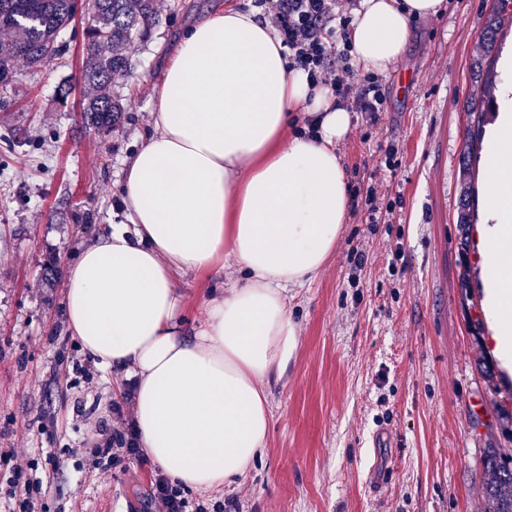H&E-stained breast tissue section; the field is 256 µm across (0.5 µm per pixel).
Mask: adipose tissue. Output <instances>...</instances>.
<instances>
[{
    "instance_id": "1",
    "label": "adipose tissue",
    "mask_w": 512,
    "mask_h": 512,
    "mask_svg": "<svg viewBox=\"0 0 512 512\" xmlns=\"http://www.w3.org/2000/svg\"><path fill=\"white\" fill-rule=\"evenodd\" d=\"M443 0H362L354 61L388 72L412 23ZM331 87L288 66L258 11L216 6L186 28L165 66L154 125L123 173L125 223L83 246L65 316L83 352L134 385L141 448L183 488L220 491L249 471L271 430L268 380L297 351L287 290L313 279L350 210L338 153L352 116ZM311 128L295 130L296 110ZM489 190L478 226L493 352L512 376V56L487 139ZM242 281L184 321L181 273L221 259Z\"/></svg>"
}]
</instances>
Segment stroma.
Segmentation results:
<instances>
[{
  "label": "stroma",
  "instance_id": "35a3bbf8",
  "mask_svg": "<svg viewBox=\"0 0 512 512\" xmlns=\"http://www.w3.org/2000/svg\"><path fill=\"white\" fill-rule=\"evenodd\" d=\"M155 2L159 26L112 85L130 110L107 132L80 114L82 18L61 31L59 59L16 62L0 84V488L23 469L42 484L43 512H158L154 464L131 460L104 480L84 468L124 392L84 355L62 311L79 248L125 221L122 170L152 129L166 57L222 0ZM490 10L489 0H445L415 20L385 77L384 111L355 113L339 146L350 181H383L403 209L392 224L349 217L321 271L291 289L298 349L269 388L265 453L224 512H483L484 451L512 454V377L489 343L478 243H462L456 204L465 108L483 96L471 65L512 54V35L484 36ZM387 142L404 149L393 171L377 151ZM354 249L363 269L348 262ZM239 277L228 263L180 278L187 321Z\"/></svg>",
  "mask_w": 512,
  "mask_h": 512
}]
</instances>
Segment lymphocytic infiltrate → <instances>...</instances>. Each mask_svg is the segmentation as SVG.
<instances>
[{"label":"lymphocytic infiltrate","mask_w":512,"mask_h":512,"mask_svg":"<svg viewBox=\"0 0 512 512\" xmlns=\"http://www.w3.org/2000/svg\"><path fill=\"white\" fill-rule=\"evenodd\" d=\"M358 0H257L280 33L292 67L303 70L311 85H326L338 101L359 112L383 111L385 98L379 76L361 73L352 63L347 30ZM112 431L86 456L89 471L118 467L129 459L144 460L133 419L113 405ZM150 495L159 512H224V503L206 496H187L166 476L153 475Z\"/></svg>","instance_id":"f902f5d3"}]
</instances>
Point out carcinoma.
<instances>
[{"mask_svg": "<svg viewBox=\"0 0 512 512\" xmlns=\"http://www.w3.org/2000/svg\"><path fill=\"white\" fill-rule=\"evenodd\" d=\"M75 0H0V82L9 81L13 63L24 60L42 67L64 51L58 33L71 20ZM159 24L155 0H92L91 17L83 30L85 62L81 79L88 89L82 103L85 123L107 131L126 110L112 93L116 77L130 67L129 53L137 40ZM482 472L493 512H512V457L489 448Z\"/></svg>", "mask_w": 512, "mask_h": 512, "instance_id": "obj_1", "label": "carcinoma"}]
</instances>
